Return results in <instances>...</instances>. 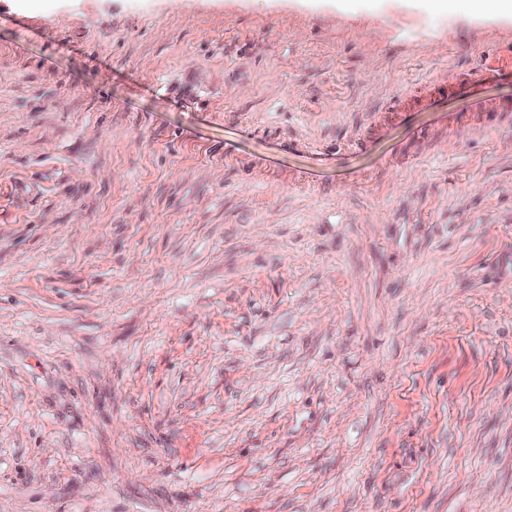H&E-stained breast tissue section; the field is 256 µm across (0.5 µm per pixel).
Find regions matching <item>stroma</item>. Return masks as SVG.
<instances>
[{"label":"stroma","instance_id":"35a3bbf8","mask_svg":"<svg viewBox=\"0 0 512 512\" xmlns=\"http://www.w3.org/2000/svg\"><path fill=\"white\" fill-rule=\"evenodd\" d=\"M0 512H512V17L0 0Z\"/></svg>","mask_w":512,"mask_h":512}]
</instances>
